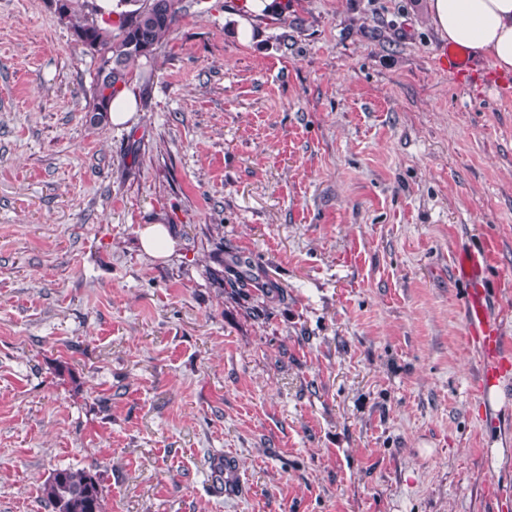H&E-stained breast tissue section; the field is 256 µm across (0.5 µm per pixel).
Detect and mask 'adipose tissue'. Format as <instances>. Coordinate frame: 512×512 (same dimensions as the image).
Here are the masks:
<instances>
[{
	"label": "adipose tissue",
	"mask_w": 512,
	"mask_h": 512,
	"mask_svg": "<svg viewBox=\"0 0 512 512\" xmlns=\"http://www.w3.org/2000/svg\"><path fill=\"white\" fill-rule=\"evenodd\" d=\"M441 40L512 72V0H427Z\"/></svg>",
	"instance_id": "ef3b65f1"
}]
</instances>
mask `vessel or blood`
Instances as JSON below:
<instances>
[{
  "mask_svg": "<svg viewBox=\"0 0 512 512\" xmlns=\"http://www.w3.org/2000/svg\"><path fill=\"white\" fill-rule=\"evenodd\" d=\"M455 273L465 285L467 334L483 355L485 378L496 377L503 371L506 361L500 355L501 337L496 321L491 318L487 309L489 288L484 253L472 248L460 250L457 254Z\"/></svg>",
  "mask_w": 512,
  "mask_h": 512,
  "instance_id": "b4317fda",
  "label": "vessel or blood"
}]
</instances>
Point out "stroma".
I'll return each mask as SVG.
<instances>
[{
	"label": "stroma",
	"mask_w": 512,
	"mask_h": 512,
	"mask_svg": "<svg viewBox=\"0 0 512 512\" xmlns=\"http://www.w3.org/2000/svg\"><path fill=\"white\" fill-rule=\"evenodd\" d=\"M239 2L181 0L116 127L54 0H0V512L60 468L104 512H512V369L475 396L453 268L486 248L512 360V74L443 69L425 0L247 39ZM140 245L145 254L160 259L168 256L174 241L164 224H147L139 231ZM245 264L246 261H242L240 258L235 259V261H233L235 270L228 267V270L234 273H230L233 277H224V287L230 288L231 292L236 295H246L244 294L245 288H254L255 286L247 270L239 269Z\"/></svg>",
	"instance_id": "obj_1"
}]
</instances>
